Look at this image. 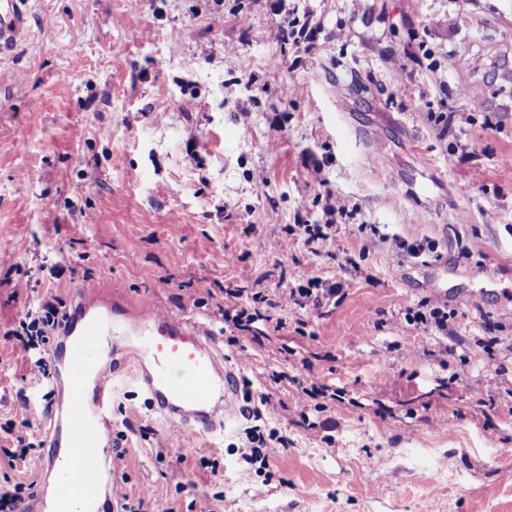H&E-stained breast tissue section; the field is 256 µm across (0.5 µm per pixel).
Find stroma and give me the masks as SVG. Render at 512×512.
Masks as SVG:
<instances>
[{
  "label": "stroma",
  "mask_w": 512,
  "mask_h": 512,
  "mask_svg": "<svg viewBox=\"0 0 512 512\" xmlns=\"http://www.w3.org/2000/svg\"><path fill=\"white\" fill-rule=\"evenodd\" d=\"M29 3L0 48V432L45 430L67 397L4 338L53 266L67 308L148 300L242 365L245 417L205 436L117 380L112 479L130 495L512 512V0ZM292 12L313 42L284 37ZM396 237L424 249L395 254ZM303 271L338 292L227 346L225 289L270 296ZM427 301L449 336L406 322ZM311 375L331 398L298 406Z\"/></svg>",
  "instance_id": "35a3bbf8"
}]
</instances>
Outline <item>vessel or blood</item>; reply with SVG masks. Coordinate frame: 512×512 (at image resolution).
Segmentation results:
<instances>
[{"mask_svg":"<svg viewBox=\"0 0 512 512\" xmlns=\"http://www.w3.org/2000/svg\"><path fill=\"white\" fill-rule=\"evenodd\" d=\"M28 0H0V48L17 43L28 23ZM68 402L51 410L46 436L47 471L67 468L68 484L52 495L36 493L25 512H112V496L100 491L104 444L115 443L110 415L115 371L102 366L108 336H128L122 354L139 388L163 417L210 433L236 422L238 373L217 351L214 332L143 302L135 314L116 317L79 303L65 330Z\"/></svg>","mask_w":512,"mask_h":512,"instance_id":"vessel-or-blood-1","label":"vessel or blood"}]
</instances>
